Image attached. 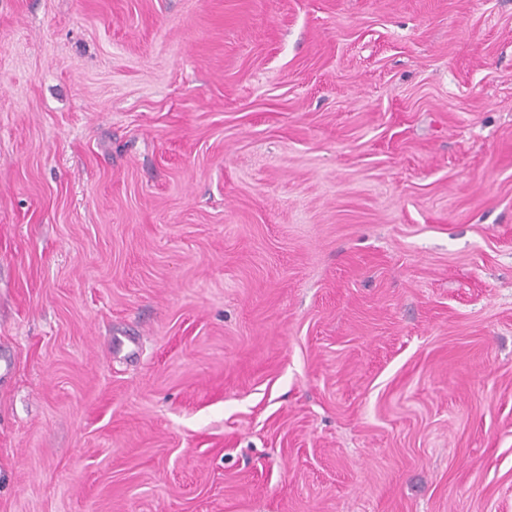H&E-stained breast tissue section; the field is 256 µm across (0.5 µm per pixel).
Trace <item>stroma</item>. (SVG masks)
I'll return each mask as SVG.
<instances>
[{"label":"stroma","mask_w":512,"mask_h":512,"mask_svg":"<svg viewBox=\"0 0 512 512\" xmlns=\"http://www.w3.org/2000/svg\"><path fill=\"white\" fill-rule=\"evenodd\" d=\"M0 512H512V0H0Z\"/></svg>","instance_id":"obj_1"}]
</instances>
